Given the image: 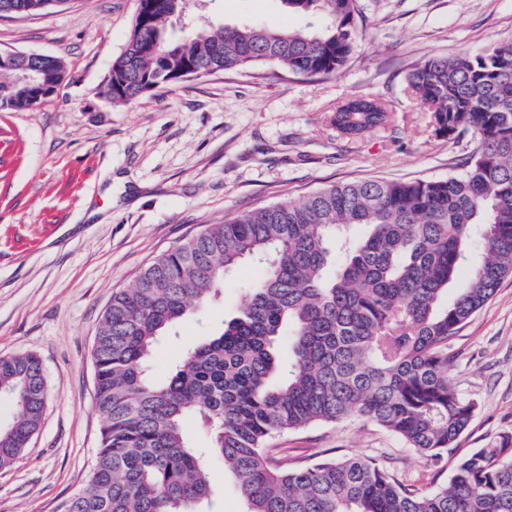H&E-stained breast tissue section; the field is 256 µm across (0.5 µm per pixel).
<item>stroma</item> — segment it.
Here are the masks:
<instances>
[{"instance_id":"35a3bbf8","label":"stroma","mask_w":512,"mask_h":512,"mask_svg":"<svg viewBox=\"0 0 512 512\" xmlns=\"http://www.w3.org/2000/svg\"><path fill=\"white\" fill-rule=\"evenodd\" d=\"M138 0H72L0 16V49L48 53L67 79L38 107L0 112V356H37L47 381L42 425L0 469V512H63L95 462L92 349L114 292L158 256L237 212L334 183L441 179L470 141L437 135L407 76L418 61L476 54L512 39V0H360L359 45L329 78L278 79L266 68L158 87L129 104L100 99ZM186 18L213 25L315 26L281 0H190ZM352 95L386 101L387 130L357 139L329 122ZM259 269L244 262L218 296L161 337L149 373L164 380L188 350L237 315ZM448 380L476 402L444 462L425 468L395 436L359 418L273 439L289 458L384 456L412 484L447 483L457 461L512 434V277L448 343ZM212 512L242 503L221 457L207 456Z\"/></svg>"}]
</instances>
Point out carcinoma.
Returning a JSON list of instances; mask_svg holds the SVG:
<instances>
[{
  "mask_svg": "<svg viewBox=\"0 0 512 512\" xmlns=\"http://www.w3.org/2000/svg\"><path fill=\"white\" fill-rule=\"evenodd\" d=\"M319 30L242 25L173 39L185 10L161 0L134 19L101 88L127 104L156 87L266 65L336 76L360 33L359 0H282ZM0 70V111L29 108ZM409 87L440 136L471 134L456 171L436 180H364L238 214L167 251L112 295L93 359L102 418L95 464L64 512H210L206 452L220 455L245 512H512V435L457 463L449 483L422 488L376 457L301 464L270 441L352 417L439 465L476 413L448 381V340L512 275V40L414 65ZM371 100L364 129L392 122ZM246 260L260 267L237 316L187 353L167 379L145 370L158 339ZM291 353L280 358L279 338ZM0 469L28 447L47 386L33 355L0 357ZM210 437L195 447L187 423Z\"/></svg>",
  "mask_w": 512,
  "mask_h": 512,
  "instance_id": "1",
  "label": "carcinoma"
}]
</instances>
